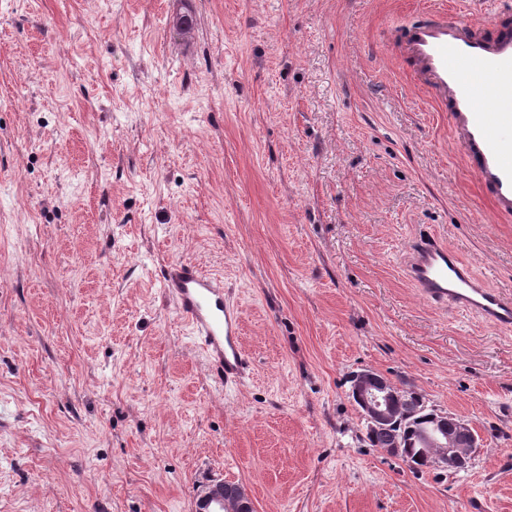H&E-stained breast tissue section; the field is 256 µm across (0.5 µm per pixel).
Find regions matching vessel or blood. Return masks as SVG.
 Segmentation results:
<instances>
[{"label": "vessel or blood", "mask_w": 512, "mask_h": 512, "mask_svg": "<svg viewBox=\"0 0 512 512\" xmlns=\"http://www.w3.org/2000/svg\"><path fill=\"white\" fill-rule=\"evenodd\" d=\"M401 53L436 110L447 113L454 143L494 212L512 218V148L505 145L512 135V28L493 16L477 23L444 16L407 28ZM407 272L429 301L472 311L491 326H512V299L476 277L449 245L420 240ZM161 282L217 382L243 383L251 360L241 341L240 310L226 298L223 282L180 260L167 262Z\"/></svg>", "instance_id": "vessel-or-blood-1"}]
</instances>
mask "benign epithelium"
Here are the masks:
<instances>
[{
	"label": "benign epithelium",
	"mask_w": 512,
	"mask_h": 512,
	"mask_svg": "<svg viewBox=\"0 0 512 512\" xmlns=\"http://www.w3.org/2000/svg\"><path fill=\"white\" fill-rule=\"evenodd\" d=\"M401 389L382 375L363 370L354 375L351 388L353 402L371 428H386L393 421L392 406ZM434 425L419 431L417 459L434 469L457 470L468 467L479 437L471 434L462 445L453 443L451 434L461 424V418L450 413L436 412ZM196 512H254L247 490L229 486L223 481L212 484L198 502Z\"/></svg>",
	"instance_id": "7a95c632"
}]
</instances>
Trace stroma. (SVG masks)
Segmentation results:
<instances>
[{
	"instance_id": "1",
	"label": "stroma",
	"mask_w": 512,
	"mask_h": 512,
	"mask_svg": "<svg viewBox=\"0 0 512 512\" xmlns=\"http://www.w3.org/2000/svg\"><path fill=\"white\" fill-rule=\"evenodd\" d=\"M469 2L0 0V512H195L220 480L256 512H512V329L406 274L431 236L512 296V219L391 41ZM175 258L240 303L241 386ZM362 370L468 421L471 464L372 447ZM161 282L177 315L198 341L217 382L224 387L243 383L251 360L241 341L240 310L225 297L224 283L180 260L167 262L161 270Z\"/></svg>"
}]
</instances>
